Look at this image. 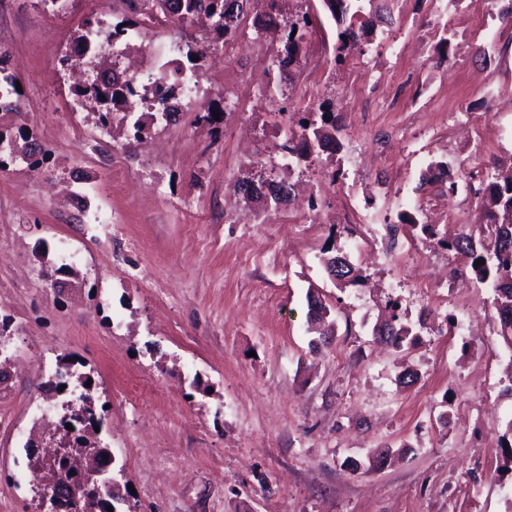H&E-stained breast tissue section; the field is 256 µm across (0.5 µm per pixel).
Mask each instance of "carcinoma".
Segmentation results:
<instances>
[{"instance_id": "obj_1", "label": "carcinoma", "mask_w": 512, "mask_h": 512, "mask_svg": "<svg viewBox=\"0 0 512 512\" xmlns=\"http://www.w3.org/2000/svg\"><path fill=\"white\" fill-rule=\"evenodd\" d=\"M177 4V10L171 15L187 25L192 24L203 16L209 20V26L205 31V37L201 45L194 50H189L187 60L191 68H201V61L207 53L224 44V41L234 35L242 20L248 14V5L251 0H173ZM282 0H267V9L276 15L278 22L275 28L282 32V47L272 62L279 74H284V68L296 65L299 60L301 44L308 32L310 19L306 14L292 17L282 12L280 3ZM337 24L342 26L338 33L339 46L337 48L336 62L343 61L345 56L361 48L363 43L372 34L371 24L365 20L362 14L361 0H323ZM103 32L99 25L88 23L80 30L74 40V49L79 56L96 57V49L90 44L88 36L91 31ZM152 96L153 101L159 106H172L171 100L175 99V87L154 83L142 88L141 97ZM20 96L13 78L0 69V103L6 108H11L10 99ZM74 96L80 101L92 99L99 103L104 112L100 113L98 122L106 128L110 120L116 116L121 122L129 124L130 135L124 147L128 150L136 148L143 143V123L135 116L136 104L133 101L134 92L128 83L119 81L111 76V69L99 68V73L92 81L74 89ZM319 119L300 120V131L288 137L289 163L300 165L311 162L320 154V148L330 150L336 148L339 139L337 134L341 131V125L336 120L334 112H320ZM490 181L489 191L482 194L475 191L479 197L482 222L478 234L465 233L450 240L442 236L441 243L451 252L463 257L466 266L474 274L475 280L484 288L491 290L493 294L492 308L495 310L500 324V335L504 343L512 349V165L505 168L499 164H492L488 172ZM268 185L271 193L267 197L262 194L249 193L246 200L257 202L264 200L265 206H276L285 203L294 196L293 185L282 180H258L249 182V185ZM482 264H477V260ZM326 270L329 276L338 284L353 282L358 278V269L351 262L349 256L342 251L325 260ZM308 317L312 323H319L330 315V309L320 297L312 295L308 301ZM391 332L379 335V340L393 345H401L407 339L413 340L417 333L412 327L397 322V318L386 323ZM68 377L54 375L45 383L47 391L60 392V386L71 381L69 375H74L76 380L82 382L90 379L87 374H73L66 371ZM79 416L69 415L61 417L60 426L66 424L80 425L78 434L71 446V467L75 470L84 466L85 459L91 455L107 460L112 458L111 450L101 442L90 437V431L100 423L90 403L82 400L77 404ZM78 502V512H108L102 507L94 485H84L74 492Z\"/></svg>"}]
</instances>
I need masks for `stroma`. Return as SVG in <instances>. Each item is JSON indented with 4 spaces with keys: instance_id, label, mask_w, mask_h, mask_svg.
<instances>
[{
    "instance_id": "obj_1",
    "label": "stroma",
    "mask_w": 512,
    "mask_h": 512,
    "mask_svg": "<svg viewBox=\"0 0 512 512\" xmlns=\"http://www.w3.org/2000/svg\"><path fill=\"white\" fill-rule=\"evenodd\" d=\"M307 8L322 51L301 53L286 94L268 91L279 33L244 20L204 59L209 90L195 111L131 157L126 126L105 133L92 105L73 110L78 74L58 64L86 22L130 18L125 0H0L1 65L22 87L0 127L39 145L0 168V311L26 338L5 347L0 512H34L24 444L39 406L62 414L44 384L66 355L93 377L128 512H512V471L501 469L512 349L491 293L453 276L459 260L377 198L415 190L464 204L468 224L447 232H474L476 199L458 201L425 172L457 149L450 119L486 108L482 134L512 165V101L484 97L512 82V18L482 23L485 0H367L374 33L393 40L363 46L352 77L334 62L338 28L322 0ZM409 70L416 83L394 110L357 112V97H381ZM325 99L342 152L286 168L269 145L285 118ZM209 111L218 121L203 120ZM251 179L290 182L294 197L246 205L239 187ZM93 210L109 223H89ZM371 230L382 252L362 246ZM64 242L79 258L61 270ZM329 248L350 255L360 284L327 277ZM441 276L451 287L429 305L417 284ZM312 291L335 318L317 348ZM461 301L477 320L470 336L449 327ZM393 312L421 327L400 348L374 334ZM408 365L419 378L405 386ZM381 448L392 455L380 464Z\"/></svg>"
}]
</instances>
